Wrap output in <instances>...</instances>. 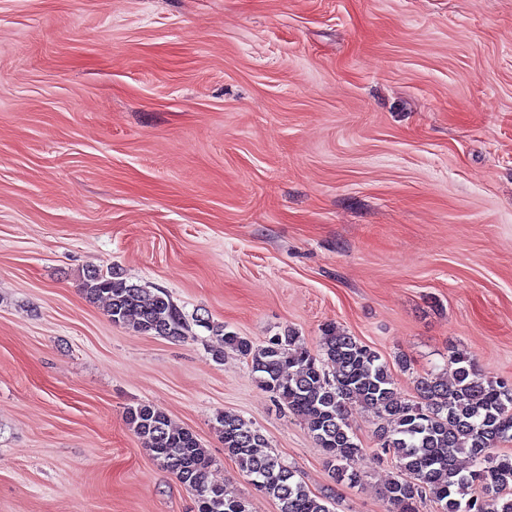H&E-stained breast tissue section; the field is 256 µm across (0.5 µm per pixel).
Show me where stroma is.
Masks as SVG:
<instances>
[{
  "label": "stroma",
  "mask_w": 512,
  "mask_h": 512,
  "mask_svg": "<svg viewBox=\"0 0 512 512\" xmlns=\"http://www.w3.org/2000/svg\"><path fill=\"white\" fill-rule=\"evenodd\" d=\"M208 320L112 324L88 269ZM335 324L398 396L451 351L512 382V0H0V512H197L126 423L194 431L209 479L279 512L214 427L251 421L334 512H393L211 326L318 351Z\"/></svg>",
  "instance_id": "1"
}]
</instances>
